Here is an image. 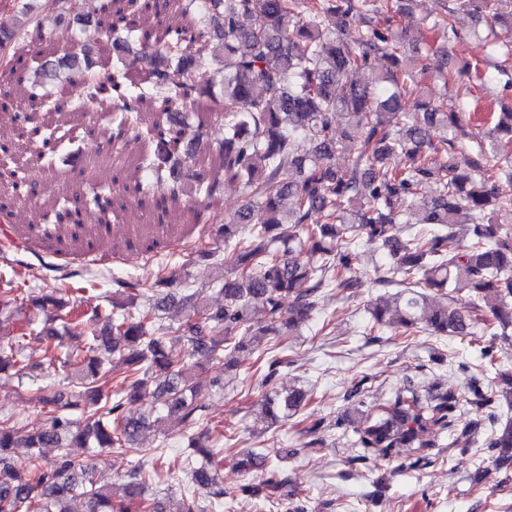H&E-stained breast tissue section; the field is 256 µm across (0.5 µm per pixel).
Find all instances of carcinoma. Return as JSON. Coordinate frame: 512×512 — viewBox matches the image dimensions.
I'll return each instance as SVG.
<instances>
[{"instance_id":"1","label":"carcinoma","mask_w":512,"mask_h":512,"mask_svg":"<svg viewBox=\"0 0 512 512\" xmlns=\"http://www.w3.org/2000/svg\"><path fill=\"white\" fill-rule=\"evenodd\" d=\"M180 11L184 25L172 30L154 23L152 12L133 0H90L91 13L103 16L86 40L112 44L113 57L98 71L88 54H67L39 61L34 70L18 68L22 57L12 45L29 39V28L14 18L0 24V85L21 84L29 73L54 79L66 74L73 98V129L86 109H100L121 137L138 131L139 150L130 159L120 152L112 166L127 171L124 188L147 197L154 179L168 172L160 184L156 206L180 214L189 207L190 223H207L206 209L224 191V182L236 181L245 204L227 220L221 234L228 254L201 245L194 261L220 272V306L209 302L207 289L189 288L179 303L185 325L161 323L172 295L166 292L177 276L189 273L161 268L149 287L137 288L130 303L141 298L149 307L137 314L112 308L96 313L99 332L88 337L83 349L59 344L62 335L79 338L86 326L77 314L56 325L58 313L70 303L54 294L33 300V306L54 309L41 335L42 359L31 363L21 345L0 346V374L27 377L47 365L71 373L72 390L43 386L41 401L46 419L38 427L23 428L11 418H0V512H71V497L88 503L86 512H210L224 498L220 472L224 430L214 425L201 436L192 434L208 419L206 407L196 402V371L206 363L237 367L241 352L260 351L267 358L261 387L264 424L296 416L312 399L302 387L282 392L274 379L282 364L272 340L292 332L317 306L327 288L354 295L365 283L398 287L390 298L369 307L372 328L396 327L402 334L435 336L472 334L471 313L489 309L483 321L490 335L512 327V235L492 223L495 207L506 204L498 181L512 178V158L475 141L470 171L460 172L450 158L467 136L464 121L468 102L437 104L428 93V59L463 40L456 13L464 11L489 29L512 30V0H453L454 7L418 20L438 38L415 49L414 68L400 66L398 52L407 26L394 25L404 15L397 0H165ZM386 17L387 26L380 24ZM250 20L244 24L243 20ZM362 24L359 35L347 34V22ZM141 44L147 66L137 81L128 72L130 42ZM385 61L376 70L373 61ZM218 61L221 70L211 63ZM183 75L169 83V70ZM366 70L374 78L358 81ZM198 118L197 135L220 120L224 136L204 156L196 143L184 139L185 112ZM360 133L359 147L344 168L336 165L342 141L336 137V115ZM312 152L298 159L294 172L285 174L281 159L301 142ZM187 158L206 171L188 187L180 180L177 159ZM98 186L89 198L98 221L107 224L113 201L110 168L97 175ZM439 185L430 198L425 185ZM405 199L408 209L422 218L408 224L395 201ZM44 216L61 231L70 224L66 199L44 200ZM321 221L310 224L311 214ZM380 251L385 262L372 274L358 270L357 249ZM465 288L464 305L448 301L444 290ZM12 288L0 289V321L21 319L23 307L14 305ZM262 304L264 318L255 317L254 303ZM112 353L103 366L92 353ZM505 388L483 391L472 387L468 403L477 409L493 407L503 397L512 406V376H503ZM151 394L155 404L181 418L190 436L187 447L202 457L189 462L186 488L177 508H170L146 491L157 470L138 467L129 474L127 503H116L107 486L93 482L73 457L71 448H98L124 452L149 428L148 419H129L123 407ZM462 398L455 392L432 388L428 395L398 391L372 412L353 408L351 419L360 449L357 461L377 455L394 459L412 450L414 467L431 463L436 444L431 432L455 429ZM32 452L17 461L12 450ZM487 446L498 452L497 461L512 463V419L493 429ZM58 453L43 462L40 449ZM240 467L268 474L262 482L270 498L282 484L267 472V458L247 453Z\"/></svg>"}]
</instances>
